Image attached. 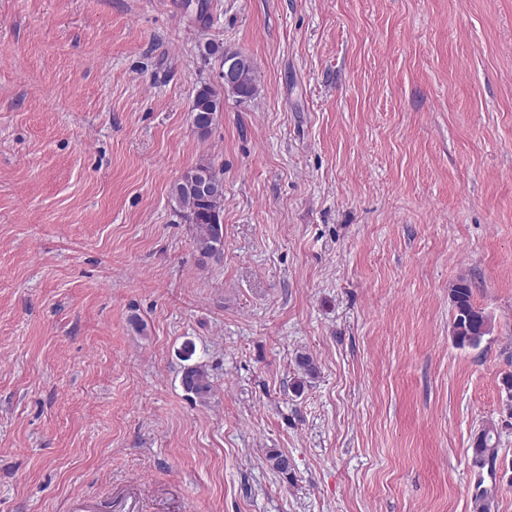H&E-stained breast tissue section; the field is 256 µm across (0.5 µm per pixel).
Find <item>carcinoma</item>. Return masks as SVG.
I'll list each match as a JSON object with an SVG mask.
<instances>
[{
  "label": "carcinoma",
  "instance_id": "cac0c4a2",
  "mask_svg": "<svg viewBox=\"0 0 512 512\" xmlns=\"http://www.w3.org/2000/svg\"><path fill=\"white\" fill-rule=\"evenodd\" d=\"M242 56V82L235 88L220 90L211 84L201 85L195 94L191 113L197 116L196 131L206 136L210 133L217 112L223 104V94L230 93L241 99L251 98L257 91L256 67L253 60ZM223 181V177L211 165L199 164L188 171L170 188L171 197L183 211L185 221L195 227L196 250L201 258H210L220 253L224 247L222 226V205L224 194H202L198 185L204 180ZM454 316L452 335L459 348H477L491 332V322L485 312L474 305L469 283L459 281L451 289ZM196 347L187 342L182 347L183 365L180 384L183 391L193 400L201 403L213 394V383L204 365L192 361ZM500 452V436L496 429L482 427L472 442V465L488 468L491 476H496V465Z\"/></svg>",
  "mask_w": 512,
  "mask_h": 512
}]
</instances>
